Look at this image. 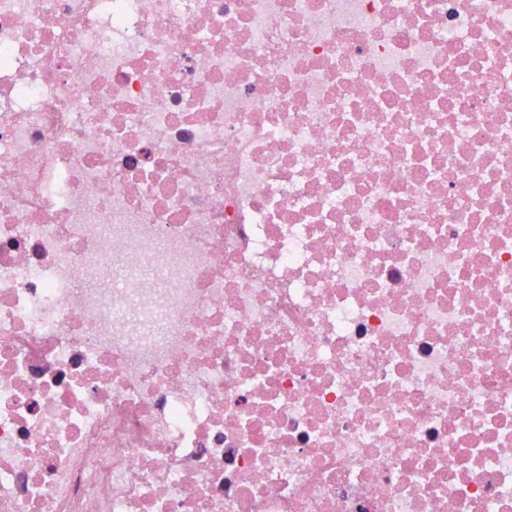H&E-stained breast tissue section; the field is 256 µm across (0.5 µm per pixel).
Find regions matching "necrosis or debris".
<instances>
[{
  "label": "necrosis or debris",
  "mask_w": 512,
  "mask_h": 512,
  "mask_svg": "<svg viewBox=\"0 0 512 512\" xmlns=\"http://www.w3.org/2000/svg\"><path fill=\"white\" fill-rule=\"evenodd\" d=\"M0 512H512V0H0Z\"/></svg>",
  "instance_id": "1"
}]
</instances>
